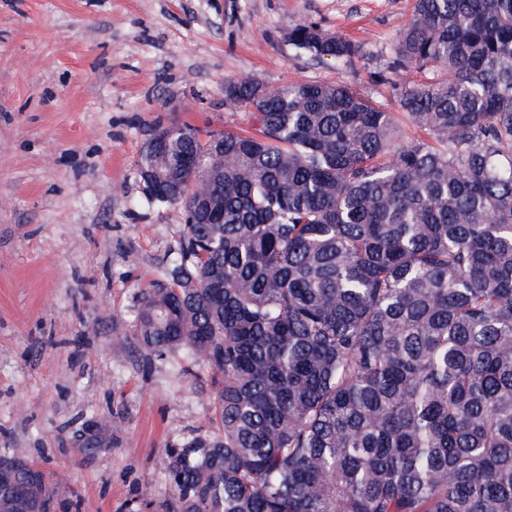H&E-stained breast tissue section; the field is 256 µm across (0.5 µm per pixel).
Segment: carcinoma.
<instances>
[{"mask_svg": "<svg viewBox=\"0 0 512 512\" xmlns=\"http://www.w3.org/2000/svg\"><path fill=\"white\" fill-rule=\"evenodd\" d=\"M393 53L430 74L399 93L410 144L349 86L255 78L224 82L255 131L145 144L143 194L185 234L133 336L222 383L214 431L164 450L165 512H512V0H415ZM51 502L0 454V512Z\"/></svg>", "mask_w": 512, "mask_h": 512, "instance_id": "cac0c4a2", "label": "carcinoma"}]
</instances>
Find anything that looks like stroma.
<instances>
[{
	"mask_svg": "<svg viewBox=\"0 0 512 512\" xmlns=\"http://www.w3.org/2000/svg\"><path fill=\"white\" fill-rule=\"evenodd\" d=\"M414 0H0V450L65 472L53 512H162L161 456L209 432L212 373L145 359L132 321L184 233L138 174L161 128L252 130L224 82L349 85L400 117L392 72ZM349 38L354 65L298 53L289 29Z\"/></svg>",
	"mask_w": 512,
	"mask_h": 512,
	"instance_id": "1",
	"label": "stroma"
}]
</instances>
